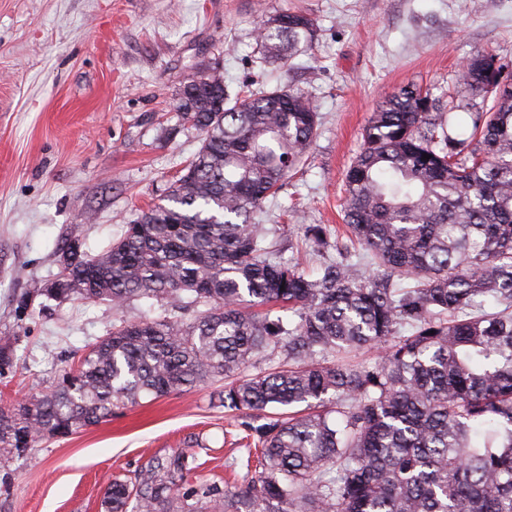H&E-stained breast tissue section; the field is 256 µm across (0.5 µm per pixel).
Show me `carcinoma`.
<instances>
[{"label": "carcinoma", "mask_w": 512, "mask_h": 512, "mask_svg": "<svg viewBox=\"0 0 512 512\" xmlns=\"http://www.w3.org/2000/svg\"><path fill=\"white\" fill-rule=\"evenodd\" d=\"M310 18L283 11L260 27V50L312 47ZM478 54L462 83L472 132L455 138L439 100L414 85L389 96L363 130L345 174L349 235L323 224L316 274L280 260L254 214L278 194L316 136L303 91L232 95L219 70L183 85L177 111L200 146L106 249L62 247L58 298L120 310L154 298L172 315L125 320L47 394L0 406V452L22 453L112 416L114 409L211 378L260 446L246 486H187L197 455L152 457L106 486L105 512H512V77ZM430 158H424V155ZM491 298L502 310L484 311ZM205 306L191 320L178 313ZM278 306L289 322L259 312ZM382 350L374 364L346 355ZM282 364L255 374L277 352Z\"/></svg>", "instance_id": "obj_1"}]
</instances>
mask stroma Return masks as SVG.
<instances>
[{"instance_id": "obj_1", "label": "stroma", "mask_w": 512, "mask_h": 512, "mask_svg": "<svg viewBox=\"0 0 512 512\" xmlns=\"http://www.w3.org/2000/svg\"><path fill=\"white\" fill-rule=\"evenodd\" d=\"M280 10L316 25L311 50L261 62L258 29ZM495 55L512 68V0H0V403L57 385L63 370L117 318L153 319L156 300L115 313L108 300L45 293L61 247L94 255L160 202L199 147L178 116L197 69L230 89L308 93L313 144L255 216L284 261L315 272L302 225H343L344 175L373 112L414 84L464 100L465 61ZM223 380L116 410L106 421L0 454V512H103L106 481L181 449L200 466L189 482L245 484L246 420L214 397Z\"/></svg>"}]
</instances>
